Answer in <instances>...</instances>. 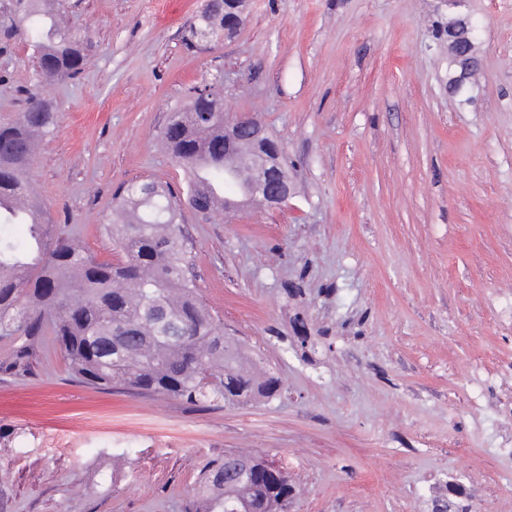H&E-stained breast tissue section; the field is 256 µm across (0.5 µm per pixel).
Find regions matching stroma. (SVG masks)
<instances>
[{
  "label": "stroma",
  "instance_id": "1",
  "mask_svg": "<svg viewBox=\"0 0 512 512\" xmlns=\"http://www.w3.org/2000/svg\"><path fill=\"white\" fill-rule=\"evenodd\" d=\"M205 0H67L92 48L44 86L0 51V124L33 93L59 119L32 178L97 259L123 184L186 175L160 133L193 87L258 114L293 194L226 217L184 208L197 292L268 402L203 408L77 382L59 353L0 372V512H184L227 454L283 468L291 512H512V0H248L238 36L185 38ZM479 23L465 95L437 29Z\"/></svg>",
  "mask_w": 512,
  "mask_h": 512
}]
</instances>
